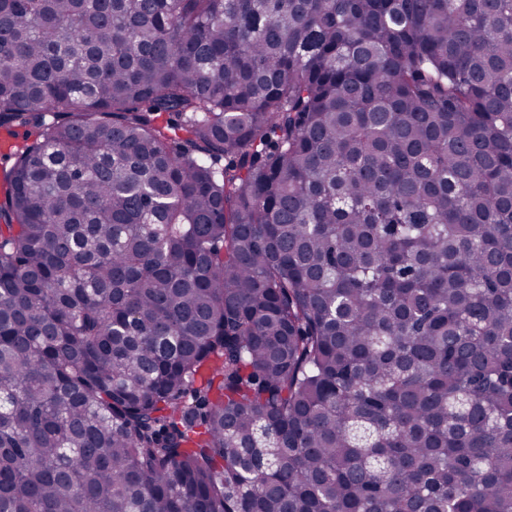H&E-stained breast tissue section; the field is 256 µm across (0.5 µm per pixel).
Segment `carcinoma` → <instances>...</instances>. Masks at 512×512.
Returning <instances> with one entry per match:
<instances>
[{
    "label": "carcinoma",
    "instance_id": "obj_1",
    "mask_svg": "<svg viewBox=\"0 0 512 512\" xmlns=\"http://www.w3.org/2000/svg\"><path fill=\"white\" fill-rule=\"evenodd\" d=\"M0 512H512V0H0Z\"/></svg>",
    "mask_w": 512,
    "mask_h": 512
}]
</instances>
